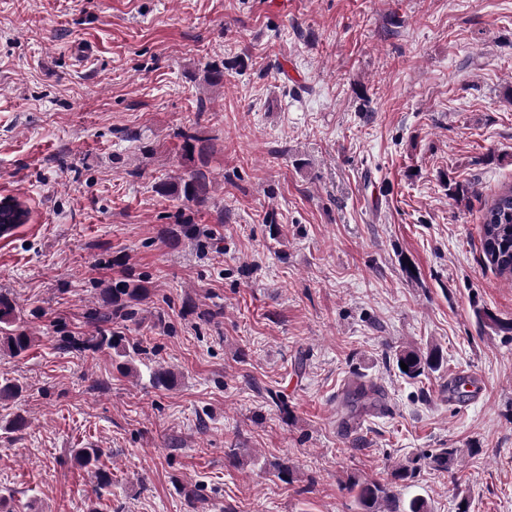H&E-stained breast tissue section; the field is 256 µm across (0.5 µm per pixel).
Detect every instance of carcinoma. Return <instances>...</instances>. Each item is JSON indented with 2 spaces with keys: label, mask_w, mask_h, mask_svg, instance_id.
<instances>
[{
  "label": "carcinoma",
  "mask_w": 512,
  "mask_h": 512,
  "mask_svg": "<svg viewBox=\"0 0 512 512\" xmlns=\"http://www.w3.org/2000/svg\"><path fill=\"white\" fill-rule=\"evenodd\" d=\"M183 139L181 151L191 164L179 181L171 184L161 183L157 190L161 193L172 192L188 202L204 205L210 199V180L205 171L208 165L209 138L195 133H179ZM29 220V211L20 202L5 198L0 200V233L10 231ZM196 225L187 222L178 223L174 228L163 231L164 237L171 243L196 236ZM483 252L500 275L512 277V186L499 191L487 205L481 224ZM152 290L147 278L129 273L125 279L110 283L101 289L100 297L104 306L110 308L104 320H132L138 314L137 307L148 303ZM125 337L114 332L100 331L96 336L70 337L65 347L82 350L100 351L109 349L119 357H127ZM33 336L19 322L16 301L9 294L0 291V356L22 357L31 349ZM442 354L437 348L423 352L414 347H405L395 354V362H404L408 370L401 374L409 379H417L428 371L438 369L442 364ZM382 390L374 384H359L347 395V405L352 412H361L375 405V396ZM102 451L99 448H80L74 459L84 468L94 471L97 478L96 489L109 487L112 482L110 472L101 462ZM417 467L400 464L393 469L392 482L356 479L351 485L358 488L357 501L361 512H430L428 502L421 496H415L408 502L398 500L393 485L415 478Z\"/></svg>",
  "instance_id": "1"
}]
</instances>
